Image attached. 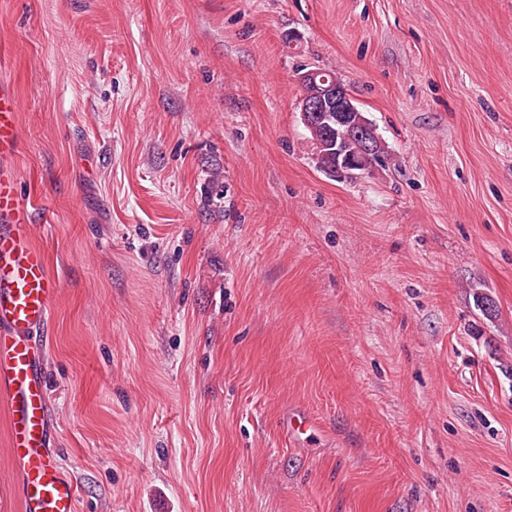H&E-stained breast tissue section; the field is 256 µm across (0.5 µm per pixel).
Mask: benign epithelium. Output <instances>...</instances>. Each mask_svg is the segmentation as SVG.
<instances>
[{"mask_svg": "<svg viewBox=\"0 0 512 512\" xmlns=\"http://www.w3.org/2000/svg\"><path fill=\"white\" fill-rule=\"evenodd\" d=\"M304 92L299 100V112L305 126L311 127L318 120L336 117V126H347L351 133L362 141L365 150L375 149L380 142L375 125L368 119H350L355 111V98L341 83L329 84L319 73L308 70L300 76Z\"/></svg>", "mask_w": 512, "mask_h": 512, "instance_id": "benign-epithelium-1", "label": "benign epithelium"}]
</instances>
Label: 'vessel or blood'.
Returning <instances> with one entry per match:
<instances>
[{
	"label": "vessel or blood",
	"mask_w": 512,
	"mask_h": 512,
	"mask_svg": "<svg viewBox=\"0 0 512 512\" xmlns=\"http://www.w3.org/2000/svg\"><path fill=\"white\" fill-rule=\"evenodd\" d=\"M18 100L0 83V159L19 143ZM17 177L0 170V401L10 411L17 493L24 512H76V488L50 443L51 408L39 362L27 341L50 317L55 288L44 253L33 246Z\"/></svg>",
	"instance_id": "obj_1"
}]
</instances>
